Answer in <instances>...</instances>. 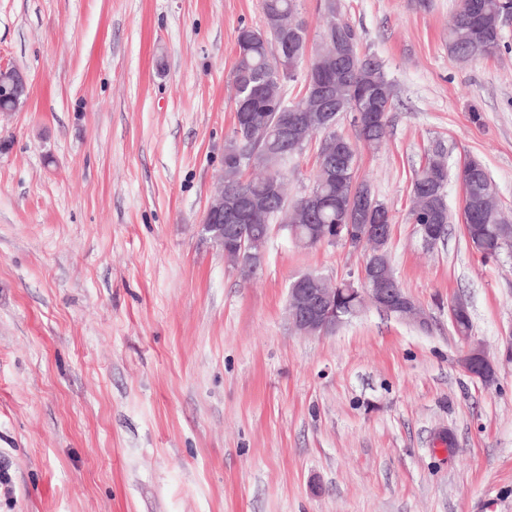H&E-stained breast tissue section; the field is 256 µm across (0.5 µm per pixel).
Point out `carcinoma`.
Segmentation results:
<instances>
[{"instance_id":"carcinoma-1","label":"carcinoma","mask_w":512,"mask_h":512,"mask_svg":"<svg viewBox=\"0 0 512 512\" xmlns=\"http://www.w3.org/2000/svg\"><path fill=\"white\" fill-rule=\"evenodd\" d=\"M262 27L239 30L237 62L232 72L235 87L234 103L248 101L250 117L243 123L240 114L234 116L231 136L224 142V157L233 166L224 171V194L239 192L257 197L267 195L270 181L286 183L288 159L300 153L311 133H306L299 145L283 149L277 141L278 120L283 111L294 108L306 116L312 101L306 89L325 71L318 66L320 52L307 56L304 22L297 18L299 35L292 40L293 50L285 52L284 25L288 16L298 15V0H261ZM512 9V0H458L457 9L448 26V51L460 60L485 58L501 48L498 32L500 16ZM323 43H351L355 63L349 73L334 83L337 112H353L357 142L353 143L336 130H322L336 149H346L347 156L331 166L325 146L318 149L319 169L309 194L293 201L287 195L276 198L269 209L245 223L244 232L258 233L282 217L296 236L308 239L317 224H391L393 217L387 206L376 197L362 216L352 212V202L360 190L371 191L367 183H356L359 147L377 149L382 145L393 101V82L372 54L359 47L354 30L346 23L328 27ZM284 84L301 81L300 96L291 101L280 92L268 99L261 93V79ZM462 186L461 223L479 228L485 256L483 259L512 263V223L506 220L496 202L495 187L484 163L477 157H465L458 170ZM448 165L443 146L429 149L425 162L414 171L411 181V207L408 219L421 233L422 224H441L448 231L449 213L445 194Z\"/></svg>"}]
</instances>
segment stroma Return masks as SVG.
Listing matches in <instances>:
<instances>
[{"instance_id": "35a3bbf8", "label": "stroma", "mask_w": 512, "mask_h": 512, "mask_svg": "<svg viewBox=\"0 0 512 512\" xmlns=\"http://www.w3.org/2000/svg\"><path fill=\"white\" fill-rule=\"evenodd\" d=\"M458 0H339L394 79L358 175L392 215L395 276L429 330L367 306L332 335L288 322V286L362 252L273 230L241 278L200 233L233 129L236 38L259 0H0V512H512V265L461 223L422 246L407 216L433 143L480 157L512 219V22L488 58L448 53ZM318 140L288 166L307 193ZM465 297L498 368L459 365ZM451 431L452 454L435 435ZM0 95L14 104L15 111L23 108L30 96V86L27 74L16 68H1Z\"/></svg>"}]
</instances>
